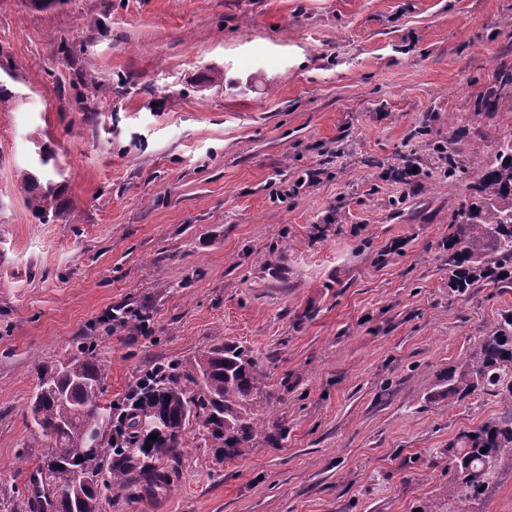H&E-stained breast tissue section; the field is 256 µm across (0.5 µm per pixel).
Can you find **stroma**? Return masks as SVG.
Instances as JSON below:
<instances>
[{"mask_svg":"<svg viewBox=\"0 0 512 512\" xmlns=\"http://www.w3.org/2000/svg\"><path fill=\"white\" fill-rule=\"evenodd\" d=\"M506 69L512 0H0V512H31L38 364L89 339L106 403L244 345L288 425L232 460L190 426L168 486L101 512H457L448 444L508 407L433 397L512 311V284L448 286ZM39 143L46 224L16 183Z\"/></svg>","mask_w":512,"mask_h":512,"instance_id":"obj_1","label":"stroma"}]
</instances>
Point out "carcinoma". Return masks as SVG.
<instances>
[{
  "mask_svg": "<svg viewBox=\"0 0 512 512\" xmlns=\"http://www.w3.org/2000/svg\"><path fill=\"white\" fill-rule=\"evenodd\" d=\"M18 189L40 220L59 216L58 188L51 182L26 170ZM473 190L477 201L452 219L449 287L459 293L477 279L512 283V133L497 143L492 162L477 160ZM94 349L83 346L67 362L38 366L31 420L45 443L36 462L34 512H99L103 488L122 495L141 484L159 486L161 462L177 455L192 424L226 458L243 455L259 438L277 448L288 434L285 423L266 419L271 396L257 359L226 343L195 359L185 371L186 385L167 371L146 386L119 437L112 406L101 402L104 371ZM443 383L450 402L482 389L512 403V313L485 328ZM156 415L163 416L162 426L142 431L141 421ZM503 469L512 472V408L448 443V497L459 503L479 499L492 472ZM79 470L90 476V485L77 491L73 475Z\"/></svg>",
  "mask_w": 512,
  "mask_h": 512,
  "instance_id": "obj_1",
  "label": "carcinoma"
}]
</instances>
